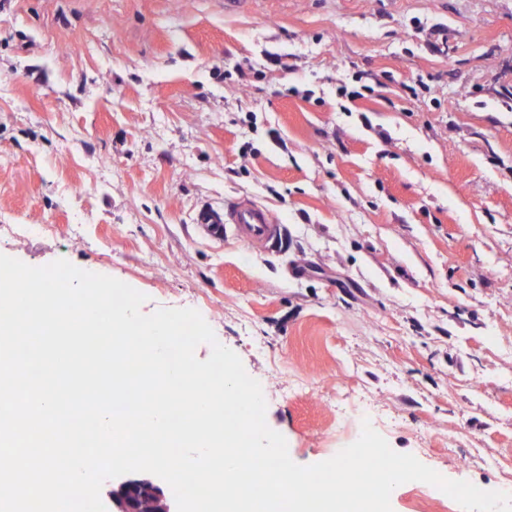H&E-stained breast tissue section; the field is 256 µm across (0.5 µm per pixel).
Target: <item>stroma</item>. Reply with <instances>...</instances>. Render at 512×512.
Segmentation results:
<instances>
[{
	"label": "stroma",
	"instance_id": "1",
	"mask_svg": "<svg viewBox=\"0 0 512 512\" xmlns=\"http://www.w3.org/2000/svg\"><path fill=\"white\" fill-rule=\"evenodd\" d=\"M0 254L197 310L297 464L367 421L512 494V0H0ZM203 222L212 236L222 238L230 231L252 248H274L282 238V224H278L275 215L248 199L230 204L224 211V219L205 217Z\"/></svg>",
	"mask_w": 512,
	"mask_h": 512
}]
</instances>
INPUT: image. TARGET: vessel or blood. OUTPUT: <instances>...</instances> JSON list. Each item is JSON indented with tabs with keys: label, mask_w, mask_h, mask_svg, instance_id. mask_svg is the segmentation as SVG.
Listing matches in <instances>:
<instances>
[{
	"label": "vessel or blood",
	"mask_w": 512,
	"mask_h": 512,
	"mask_svg": "<svg viewBox=\"0 0 512 512\" xmlns=\"http://www.w3.org/2000/svg\"><path fill=\"white\" fill-rule=\"evenodd\" d=\"M204 223L212 236L222 238L231 234L263 250L277 247L282 238L283 228L275 215L247 199L234 201L223 216L205 218Z\"/></svg>",
	"instance_id": "vessel-or-blood-1"
}]
</instances>
